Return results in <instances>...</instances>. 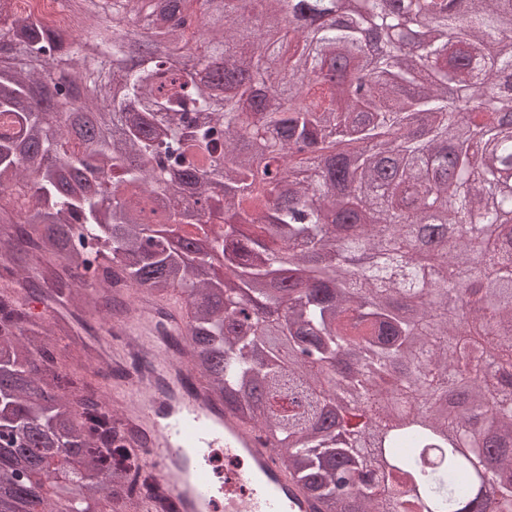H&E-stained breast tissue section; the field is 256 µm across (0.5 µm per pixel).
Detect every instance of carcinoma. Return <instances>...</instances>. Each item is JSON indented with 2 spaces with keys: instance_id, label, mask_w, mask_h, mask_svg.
<instances>
[{
  "instance_id": "carcinoma-1",
  "label": "carcinoma",
  "mask_w": 512,
  "mask_h": 512,
  "mask_svg": "<svg viewBox=\"0 0 512 512\" xmlns=\"http://www.w3.org/2000/svg\"><path fill=\"white\" fill-rule=\"evenodd\" d=\"M6 1L0 512H149L112 366L64 344L120 284L185 296L193 370L310 498L512 512V0ZM18 5L25 7L30 13L42 18L48 25L54 28L69 26L68 14L64 8L66 0H15Z\"/></svg>"
}]
</instances>
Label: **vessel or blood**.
<instances>
[{
    "label": "vessel or blood",
    "mask_w": 512,
    "mask_h": 512,
    "mask_svg": "<svg viewBox=\"0 0 512 512\" xmlns=\"http://www.w3.org/2000/svg\"><path fill=\"white\" fill-rule=\"evenodd\" d=\"M184 307L177 297L164 305L145 298L134 316L112 325L114 344L136 336L150 352L140 372L112 396L153 424L148 447L137 451L146 460L152 497L168 499L178 512H314L279 450L210 395L186 354L166 348L162 331L187 335ZM215 448L228 463L220 482L211 470Z\"/></svg>",
    "instance_id": "1"
}]
</instances>
